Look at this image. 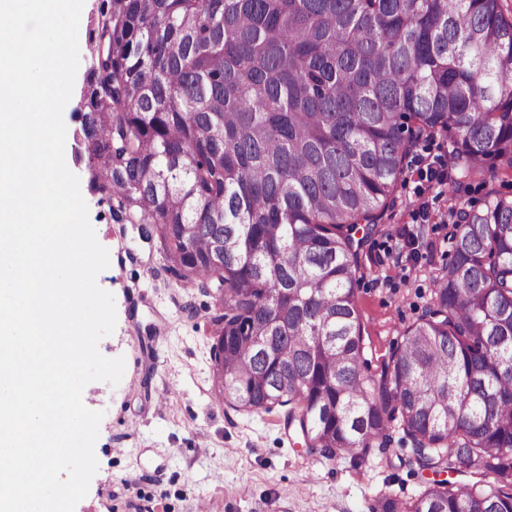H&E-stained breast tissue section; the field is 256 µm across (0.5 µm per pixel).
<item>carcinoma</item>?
Here are the masks:
<instances>
[{"instance_id": "1", "label": "carcinoma", "mask_w": 512, "mask_h": 512, "mask_svg": "<svg viewBox=\"0 0 512 512\" xmlns=\"http://www.w3.org/2000/svg\"><path fill=\"white\" fill-rule=\"evenodd\" d=\"M86 38L88 188L182 287L217 285L216 397L287 408L314 459L410 445L434 479L369 512H512V196L449 215L374 373L356 288L419 142L512 172V0H101Z\"/></svg>"}]
</instances>
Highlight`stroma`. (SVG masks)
<instances>
[{
    "label": "stroma",
    "instance_id": "35a3bbf8",
    "mask_svg": "<svg viewBox=\"0 0 512 512\" xmlns=\"http://www.w3.org/2000/svg\"><path fill=\"white\" fill-rule=\"evenodd\" d=\"M416 173L405 171L382 222L389 236L364 249L358 306L366 326V358L377 371L431 297L433 280L448 260V206L465 207L488 192L512 195V174L489 182L456 177L441 197L420 192ZM89 220L110 264L97 282L115 300L117 322L98 348L124 357L118 385H90L89 407L102 412L95 443L98 470L75 512H194L199 499L211 512H368L374 499H409L424 475L383 464L379 457L331 461L307 457L281 421L280 410L247 413L218 402L212 391L210 317L216 299L182 287L168 270L159 242L140 237L137 225L114 224L91 193ZM428 203L429 223L418 208ZM423 230L431 254L401 267L392 250L396 229ZM174 388L177 400L158 412L154 397Z\"/></svg>",
    "mask_w": 512,
    "mask_h": 512
}]
</instances>
